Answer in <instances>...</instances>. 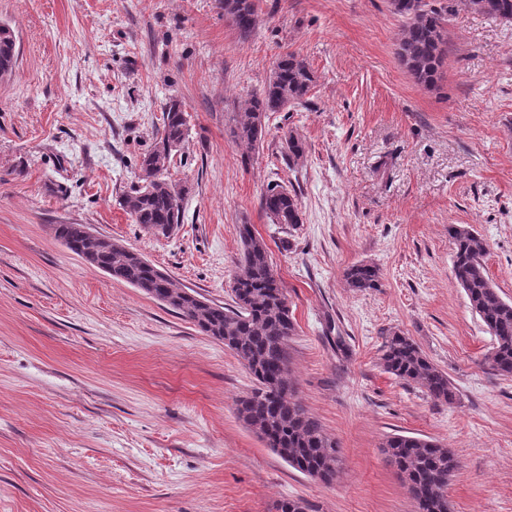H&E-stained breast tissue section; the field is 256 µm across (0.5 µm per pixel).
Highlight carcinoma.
Returning <instances> with one entry per match:
<instances>
[{
  "label": "carcinoma",
  "instance_id": "cac0c4a2",
  "mask_svg": "<svg viewBox=\"0 0 512 512\" xmlns=\"http://www.w3.org/2000/svg\"><path fill=\"white\" fill-rule=\"evenodd\" d=\"M453 0H392L394 12L406 19L396 55L416 83L431 89L441 79L447 59L445 25L453 11ZM224 16L242 40L251 37L257 23V0H223ZM476 13L512 21V0H467ZM15 48L0 36V71H9ZM315 77L304 60L294 53L278 58L262 92L252 97L249 107L236 113L229 134L234 142L253 148L266 133V120L292 104H300L311 91ZM184 103L170 99L162 112V127L156 129L153 147L143 155L142 184L126 193L120 205L132 219L156 235L167 236L183 221L186 189L164 176L175 151L188 136ZM288 162L296 163L306 152L304 141L290 133L285 139ZM261 208L274 224L302 223L301 204L288 188L274 182L261 196ZM54 236L72 253L157 301L191 322L201 333L224 343L245 364L258 383L253 393L237 401L239 417L256 433L279 436L273 452L293 469L322 481L335 472L336 441L320 422L292 396L288 342L296 327L288 298L278 279L264 240L252 225H239L241 249L238 264L243 274L233 282L234 306L224 307L200 294L175 285L165 270L141 252L109 237L84 231L82 224H56ZM448 233L454 241L453 272L472 310L479 315L494 344L485 362L496 375L512 377V302L504 300L490 280L485 266L487 244L470 226L452 224ZM379 270L357 264L344 273L347 287L365 291L379 285ZM382 361L387 372L421 388L435 402L455 400L448 374L422 352L416 342L399 332L389 333ZM387 461L398 473L409 476L417 504L430 502L436 512L448 508V486L458 469L454 452L429 439L392 434L384 443Z\"/></svg>",
  "mask_w": 512,
  "mask_h": 512
}]
</instances>
